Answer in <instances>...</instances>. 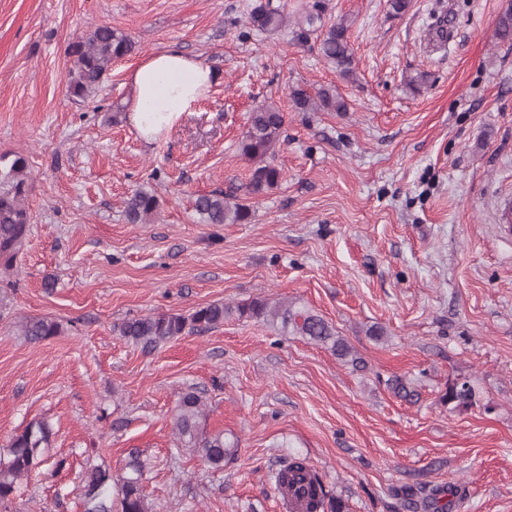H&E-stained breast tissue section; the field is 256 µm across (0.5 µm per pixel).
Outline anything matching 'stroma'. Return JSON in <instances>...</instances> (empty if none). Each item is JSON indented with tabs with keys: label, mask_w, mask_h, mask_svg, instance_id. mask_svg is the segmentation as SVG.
<instances>
[{
	"label": "stroma",
	"mask_w": 512,
	"mask_h": 512,
	"mask_svg": "<svg viewBox=\"0 0 512 512\" xmlns=\"http://www.w3.org/2000/svg\"><path fill=\"white\" fill-rule=\"evenodd\" d=\"M262 1L286 26L249 25ZM313 2L0 0V154L24 155L33 179L27 242L0 267V454L31 422L53 429L0 512H83L86 466L118 474L132 454L151 512H285L276 475L292 456L350 512H404L401 487L448 483L466 490L456 512H512V43L495 36L512 0H411L398 17L387 0H323V25L352 21L351 80L296 37ZM101 25L136 49L70 98V45ZM167 48L220 78L149 145L127 119V78ZM297 88L331 89L346 109L298 111ZM264 103L286 115L278 183L249 197V223H201L198 195L248 183L238 143ZM142 188L158 213L128 223ZM256 297L321 315L360 365L255 320L152 350L119 332ZM26 317L61 332L27 342ZM398 377L417 398L394 392ZM455 379L476 405L443 402ZM189 390L206 398V431L239 442L224 468L174 435Z\"/></svg>",
	"instance_id": "35a3bbf8"
}]
</instances>
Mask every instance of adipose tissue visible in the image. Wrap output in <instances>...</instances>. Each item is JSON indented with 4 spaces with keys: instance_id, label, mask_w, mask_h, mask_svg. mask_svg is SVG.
Masks as SVG:
<instances>
[{
    "instance_id": "obj_1",
    "label": "adipose tissue",
    "mask_w": 512,
    "mask_h": 512,
    "mask_svg": "<svg viewBox=\"0 0 512 512\" xmlns=\"http://www.w3.org/2000/svg\"><path fill=\"white\" fill-rule=\"evenodd\" d=\"M216 82V72L194 57L178 51L149 54L128 76V120L146 143H153L193 111Z\"/></svg>"
}]
</instances>
